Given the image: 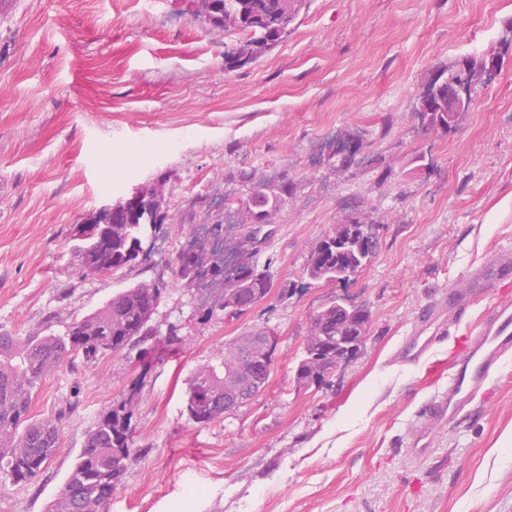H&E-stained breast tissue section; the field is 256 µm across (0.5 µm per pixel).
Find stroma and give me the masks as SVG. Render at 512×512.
Listing matches in <instances>:
<instances>
[{"label": "stroma", "mask_w": 512, "mask_h": 512, "mask_svg": "<svg viewBox=\"0 0 512 512\" xmlns=\"http://www.w3.org/2000/svg\"><path fill=\"white\" fill-rule=\"evenodd\" d=\"M235 35L181 0H0V331L41 336L148 281L150 326L180 354L142 372L136 355L75 358L48 377L33 415H61L62 448L33 481L0 477V512H47L88 431L139 382L134 448L107 512H512V378L432 452L406 451L419 406L448 382L396 355L439 292L512 250V0H306L291 34L227 69ZM497 57L450 133L425 128L435 71ZM359 140L348 165L340 137ZM162 182L168 249L111 276L82 275L77 229L133 188ZM277 202L256 260L301 287L236 320L219 288L186 284L175 260L202 224L230 255L256 186ZM378 225L371 264L349 283L307 280L333 225ZM372 313L361 348L327 382L293 380L313 316L338 299ZM259 327L278 337L265 390L223 419L190 421L192 372Z\"/></svg>", "instance_id": "35a3bbf8"}]
</instances>
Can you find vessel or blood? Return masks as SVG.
I'll list each match as a JSON object with an SVG mask.
<instances>
[{
	"label": "vessel or blood",
	"instance_id": "obj_1",
	"mask_svg": "<svg viewBox=\"0 0 512 512\" xmlns=\"http://www.w3.org/2000/svg\"><path fill=\"white\" fill-rule=\"evenodd\" d=\"M509 278H512V252L493 253L470 274L466 288L451 295L453 309L465 313L476 299L493 294ZM445 326L438 307L427 309L415 320L399 352L400 358L412 361L431 358ZM511 356L512 303L501 300L487 308L477 332L449 361L447 387L436 392L418 410L409 453L416 459H427L431 454L428 437L432 428L463 420L473 411L483 396L486 382L501 377L504 360Z\"/></svg>",
	"mask_w": 512,
	"mask_h": 512
}]
</instances>
